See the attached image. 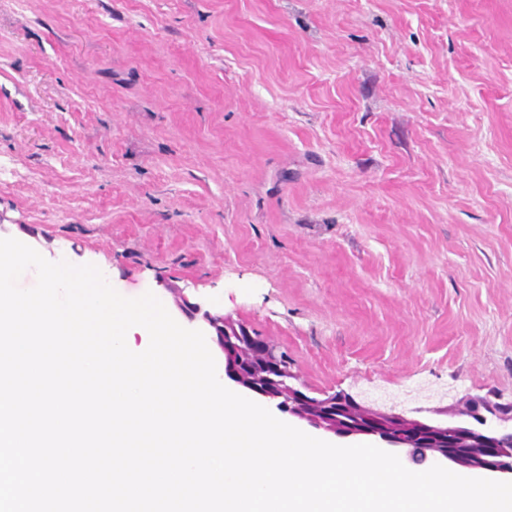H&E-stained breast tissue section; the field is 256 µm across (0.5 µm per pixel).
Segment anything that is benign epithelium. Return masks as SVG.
Masks as SVG:
<instances>
[{
    "mask_svg": "<svg viewBox=\"0 0 512 512\" xmlns=\"http://www.w3.org/2000/svg\"><path fill=\"white\" fill-rule=\"evenodd\" d=\"M174 303L189 321H202L215 336L224 355L225 375L231 381L315 429L338 437L355 436L336 426L335 416L330 413V407L336 405L339 397L332 394L315 398L302 391L277 346L264 342L262 361L250 366L247 343L253 340V335L243 323L204 310L180 292L174 293ZM464 428L474 433L484 447V456L476 464L446 446L436 447V441L446 442L448 435ZM364 435L374 442L406 450L414 463L431 460L451 468L512 478V401L471 397L464 409L454 413L438 411L431 418H414L404 412L384 410L373 417Z\"/></svg>",
    "mask_w": 512,
    "mask_h": 512,
    "instance_id": "obj_1",
    "label": "benign epithelium"
}]
</instances>
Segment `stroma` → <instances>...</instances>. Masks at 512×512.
<instances>
[{
	"label": "stroma",
	"instance_id": "obj_1",
	"mask_svg": "<svg viewBox=\"0 0 512 512\" xmlns=\"http://www.w3.org/2000/svg\"><path fill=\"white\" fill-rule=\"evenodd\" d=\"M0 235L315 397L510 401L512 0H0Z\"/></svg>",
	"mask_w": 512,
	"mask_h": 512
}]
</instances>
